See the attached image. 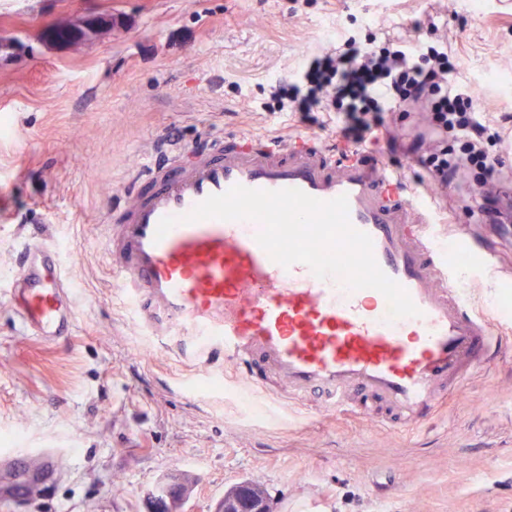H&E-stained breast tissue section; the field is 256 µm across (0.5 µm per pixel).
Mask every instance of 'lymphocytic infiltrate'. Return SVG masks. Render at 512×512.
<instances>
[{"instance_id":"obj_1","label":"lymphocytic infiltrate","mask_w":512,"mask_h":512,"mask_svg":"<svg viewBox=\"0 0 512 512\" xmlns=\"http://www.w3.org/2000/svg\"><path fill=\"white\" fill-rule=\"evenodd\" d=\"M458 68V59L439 42H380L373 37L361 42L349 36L335 52L307 58L292 79L274 86L272 99L281 109L336 113L341 136L356 144L372 134L380 113L421 106L430 114L432 134L459 138L464 157L452 160L447 149L427 153L416 145L411 154L443 187L461 163L477 166L481 176L474 187L480 192L497 175L502 160L483 147L487 127L469 89L453 80Z\"/></svg>"}]
</instances>
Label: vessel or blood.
Segmentation results:
<instances>
[{
    "label": "vessel or blood",
    "mask_w": 512,
    "mask_h": 512,
    "mask_svg": "<svg viewBox=\"0 0 512 512\" xmlns=\"http://www.w3.org/2000/svg\"><path fill=\"white\" fill-rule=\"evenodd\" d=\"M235 185L347 196L351 225L371 237L377 263L419 316L389 319L377 290H350L303 263L283 267L258 244V221H186ZM167 216L180 222L156 238ZM105 244L140 330L201 375L231 372L277 401H315L394 429L435 415L449 392L505 351L499 321L476 313L460 286L464 270L486 265L481 244L459 241L465 261H449L430 208L357 148L339 154L307 136L284 144L234 135L175 149L114 203ZM71 293L60 248L46 237L29 241L11 293L23 328L46 343L68 340L78 325ZM69 454L61 445L0 448V488L26 499Z\"/></svg>",
    "instance_id": "obj_1"
}]
</instances>
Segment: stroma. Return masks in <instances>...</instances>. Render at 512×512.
Returning <instances> with one entry per match:
<instances>
[{"label":"stroma","mask_w":512,"mask_h":512,"mask_svg":"<svg viewBox=\"0 0 512 512\" xmlns=\"http://www.w3.org/2000/svg\"><path fill=\"white\" fill-rule=\"evenodd\" d=\"M435 19L459 77L500 140L495 192L459 169L448 188L402 149L425 114L385 112L365 150L451 209L449 239L485 236L497 263L477 307L512 322V0H0V444H65L71 457L27 512H151L157 484L190 481L183 512H213L244 478L277 512H512V362L476 373L405 432L272 405L231 376L195 377L148 342L113 292L104 226L114 198L158 159L162 136L217 135L344 148L336 116L270 108L271 86L340 36L427 39ZM499 209L485 221L484 208ZM45 231L63 247L79 323L45 345L10 298L17 252Z\"/></svg>","instance_id":"35a3bbf8"}]
</instances>
